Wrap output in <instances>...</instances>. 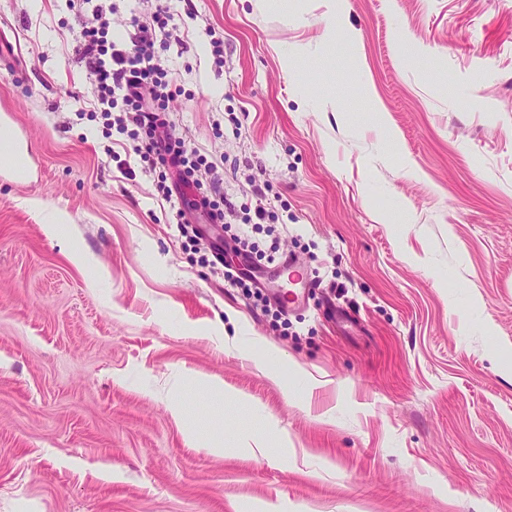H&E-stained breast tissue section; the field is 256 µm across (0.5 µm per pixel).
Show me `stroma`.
<instances>
[{
	"label": "stroma",
	"mask_w": 512,
	"mask_h": 512,
	"mask_svg": "<svg viewBox=\"0 0 512 512\" xmlns=\"http://www.w3.org/2000/svg\"><path fill=\"white\" fill-rule=\"evenodd\" d=\"M167 4L174 133L237 210L199 237L89 118L80 5L0 0V512H512V0ZM3 114L7 116L8 120H4L2 115H0V156L9 158L13 173L23 176L26 173L28 164L29 145L27 143L24 146L10 131V121H12L13 115L7 112Z\"/></svg>",
	"instance_id": "obj_1"
}]
</instances>
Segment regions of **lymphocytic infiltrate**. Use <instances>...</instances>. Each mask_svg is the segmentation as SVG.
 Returning a JSON list of instances; mask_svg holds the SVG:
<instances>
[{
	"mask_svg": "<svg viewBox=\"0 0 512 512\" xmlns=\"http://www.w3.org/2000/svg\"><path fill=\"white\" fill-rule=\"evenodd\" d=\"M172 19L168 7L158 6L152 25H139L131 48L119 49L108 37L109 23L102 6L96 5L74 39L93 79L97 108L121 110L123 123L132 127L133 151L141 162L166 167L182 183L195 175L205 178L214 195L211 217L220 220L224 217V187L216 164L199 151L187 150L183 138L172 136L171 121L156 109L166 98V85L157 77L153 32L166 30Z\"/></svg>",
	"mask_w": 512,
	"mask_h": 512,
	"instance_id": "lymphocytic-infiltrate-1",
	"label": "lymphocytic infiltrate"
}]
</instances>
